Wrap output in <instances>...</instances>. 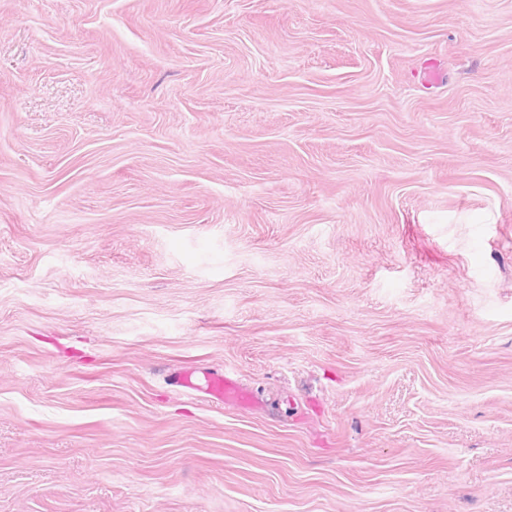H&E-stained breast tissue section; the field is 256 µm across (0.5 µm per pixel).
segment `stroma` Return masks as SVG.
I'll list each match as a JSON object with an SVG mask.
<instances>
[{"mask_svg":"<svg viewBox=\"0 0 512 512\" xmlns=\"http://www.w3.org/2000/svg\"><path fill=\"white\" fill-rule=\"evenodd\" d=\"M0 512H512V0H0ZM170 384L186 395L208 398L213 402L224 403V405L246 409H253L261 405L257 395L243 387L235 374L226 369H224V373L182 369L172 375Z\"/></svg>","mask_w":512,"mask_h":512,"instance_id":"obj_1","label":"stroma"}]
</instances>
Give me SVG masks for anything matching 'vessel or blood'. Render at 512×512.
<instances>
[{
    "label": "vessel or blood",
    "mask_w": 512,
    "mask_h": 512,
    "mask_svg": "<svg viewBox=\"0 0 512 512\" xmlns=\"http://www.w3.org/2000/svg\"><path fill=\"white\" fill-rule=\"evenodd\" d=\"M184 394L207 398L211 401L253 409L259 406L257 395L243 387L231 371L217 372L194 369H182L175 372L171 379Z\"/></svg>",
    "instance_id": "b4317fda"
}]
</instances>
